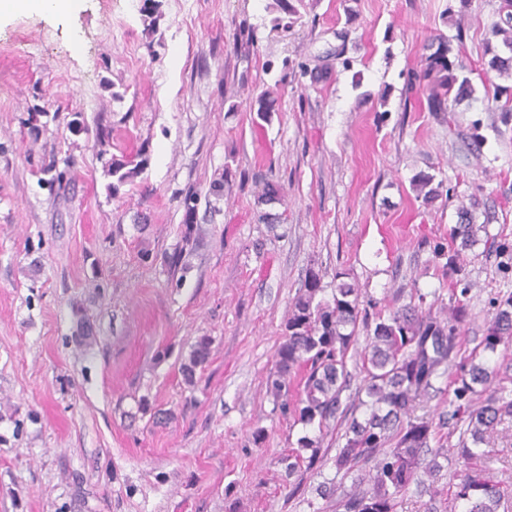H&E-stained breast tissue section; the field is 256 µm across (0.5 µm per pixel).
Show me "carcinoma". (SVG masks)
Masks as SVG:
<instances>
[{"mask_svg":"<svg viewBox=\"0 0 512 512\" xmlns=\"http://www.w3.org/2000/svg\"><path fill=\"white\" fill-rule=\"evenodd\" d=\"M288 16L276 19L275 27L293 28L298 16L290 0H277ZM490 34L502 37L512 52V0H501L498 18ZM457 54H452L450 40L439 37L423 47L420 69L411 74L406 95L416 91L426 95L430 112H450L452 107L474 93L468 69L462 61L463 35L457 33ZM486 53L488 66L499 72L512 71V55L501 56L492 43ZM493 97L500 102L502 120L512 119V89L497 87ZM276 99L265 91L250 104L257 116L266 119L275 111ZM145 165V160L128 169L126 163L109 159L103 165L111 194L130 181ZM443 182L429 174L418 175L413 182L417 195L426 203L441 195ZM284 197L283 188L268 182L257 203L269 205ZM459 224L451 230L448 247L438 246L439 256L448 255V277L458 276L459 251L476 242L469 210H459ZM324 288L321 276L309 269L304 287L291 302L286 322L285 340L276 353L274 370L266 378L269 394L281 412L307 427L322 431L332 421L344 423V443L337 449L336 472L349 473L360 465L375 462V473L368 483L337 494L333 485L321 487L327 498L336 497V512H398L401 497L421 475L430 477L440 470L436 449L433 458L425 459L437 429L448 428V435L458 434L457 447L449 449L462 463L452 483L451 501L457 512H512V497L488 475L489 467L473 461L486 457L483 445L489 431L505 417L512 418V396L498 379L499 371L489 359L512 344V293L493 301L492 316L476 351L461 353V336L471 318L467 303L468 288L451 282L448 315L441 316L423 308V296L386 314L370 313L362 306L356 284L341 282L332 301L318 298ZM365 335L361 350V379L355 392L342 399L349 390L353 375L348 358ZM210 343L197 342L190 363L183 372L192 378L197 366L209 357ZM448 363L456 367L448 395V411L434 418L415 414L416 401L429 394L438 369ZM286 476L294 477L305 470L313 472L321 462L319 440L307 435L297 439V449L285 458Z\"/></svg>","mask_w":512,"mask_h":512,"instance_id":"obj_1","label":"carcinoma"}]
</instances>
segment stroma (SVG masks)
<instances>
[{
	"instance_id": "1",
	"label": "stroma",
	"mask_w": 512,
	"mask_h": 512,
	"mask_svg": "<svg viewBox=\"0 0 512 512\" xmlns=\"http://www.w3.org/2000/svg\"><path fill=\"white\" fill-rule=\"evenodd\" d=\"M158 2L153 28L143 0L0 20V512H335L316 488L342 426L292 492L281 459L306 429L266 376L308 269L325 300L340 272L382 309L447 298L433 247L460 207L477 229L458 259L463 351L512 292L498 250L512 245V122L491 96L512 76L484 53L500 0H300L286 33L276 0ZM460 30L475 93L446 118L403 88L424 45ZM306 66L331 76L311 83ZM267 90L263 121L250 103ZM102 149L146 159L115 195ZM419 173L450 195L424 204ZM268 180L285 196L264 207ZM203 337L209 358L185 379ZM455 468L410 487L400 512H450Z\"/></svg>"
}]
</instances>
